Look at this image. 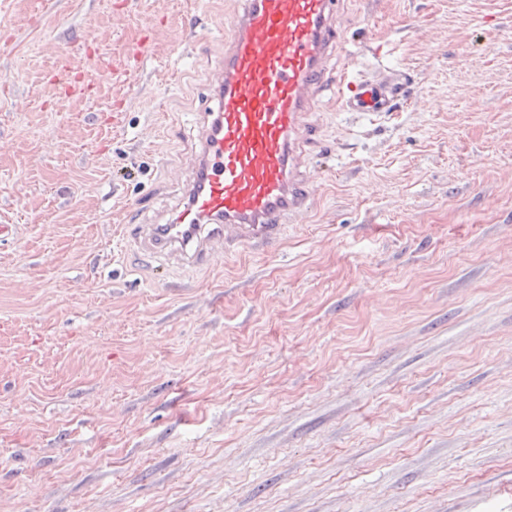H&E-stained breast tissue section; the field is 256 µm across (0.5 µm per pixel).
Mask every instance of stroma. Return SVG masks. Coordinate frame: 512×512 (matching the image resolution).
Returning a JSON list of instances; mask_svg holds the SVG:
<instances>
[{
    "label": "stroma",
    "mask_w": 512,
    "mask_h": 512,
    "mask_svg": "<svg viewBox=\"0 0 512 512\" xmlns=\"http://www.w3.org/2000/svg\"><path fill=\"white\" fill-rule=\"evenodd\" d=\"M245 0H0V512H512V0H343L315 207L203 272L177 204Z\"/></svg>",
    "instance_id": "obj_1"
}]
</instances>
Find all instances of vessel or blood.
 Returning a JSON list of instances; mask_svg holds the SVG:
<instances>
[{"label":"vessel or blood","mask_w":512,"mask_h":512,"mask_svg":"<svg viewBox=\"0 0 512 512\" xmlns=\"http://www.w3.org/2000/svg\"><path fill=\"white\" fill-rule=\"evenodd\" d=\"M224 35L223 65L202 115L200 149L175 208L133 238L149 255L204 268L221 252L271 249L308 208L299 144L333 51L340 0H246ZM409 73L355 75L343 68V111L383 116L402 100Z\"/></svg>","instance_id":"vessel-or-blood-1"}]
</instances>
